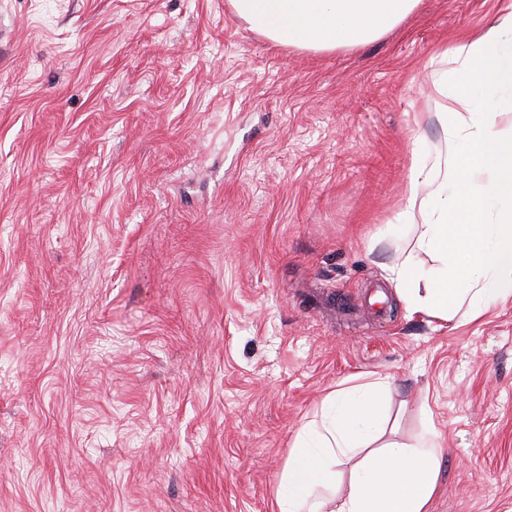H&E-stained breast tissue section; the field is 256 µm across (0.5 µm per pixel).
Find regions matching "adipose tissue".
<instances>
[{"label": "adipose tissue", "mask_w": 512, "mask_h": 512, "mask_svg": "<svg viewBox=\"0 0 512 512\" xmlns=\"http://www.w3.org/2000/svg\"><path fill=\"white\" fill-rule=\"evenodd\" d=\"M420 0H228L233 16L276 45L314 52L358 48L401 24ZM455 66L439 71L437 92L448 105L439 122L446 154H414L399 219L421 214L419 250L440 261V277L417 287L410 260L389 266L409 312L447 322L460 310L479 317L500 298L512 297V134L496 129L485 106L491 92L512 90V12L456 44ZM433 185L421 196V185ZM376 381L330 392L321 421L295 438L275 500L276 512H427L442 450L438 436L382 443ZM349 466L346 492L336 475Z\"/></svg>", "instance_id": "adipose-tissue-1"}]
</instances>
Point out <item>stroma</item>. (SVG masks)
Here are the masks:
<instances>
[{
	"label": "stroma",
	"instance_id": "obj_1",
	"mask_svg": "<svg viewBox=\"0 0 512 512\" xmlns=\"http://www.w3.org/2000/svg\"><path fill=\"white\" fill-rule=\"evenodd\" d=\"M512 0L354 50L227 0H0V512H272L298 430L374 377L444 448L428 512H512V300L409 314L387 265L430 59Z\"/></svg>",
	"mask_w": 512,
	"mask_h": 512
}]
</instances>
